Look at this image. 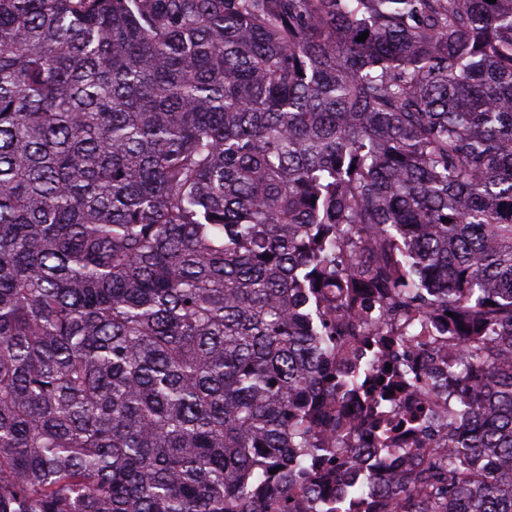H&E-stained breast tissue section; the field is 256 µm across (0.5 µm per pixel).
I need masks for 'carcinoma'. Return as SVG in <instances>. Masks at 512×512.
Returning <instances> with one entry per match:
<instances>
[{"instance_id":"cac0c4a2","label":"carcinoma","mask_w":512,"mask_h":512,"mask_svg":"<svg viewBox=\"0 0 512 512\" xmlns=\"http://www.w3.org/2000/svg\"><path fill=\"white\" fill-rule=\"evenodd\" d=\"M430 322L465 418L352 492L512 512V0H0V512H290Z\"/></svg>"}]
</instances>
